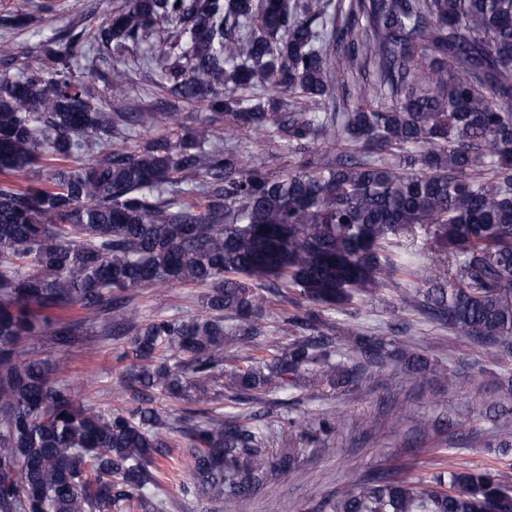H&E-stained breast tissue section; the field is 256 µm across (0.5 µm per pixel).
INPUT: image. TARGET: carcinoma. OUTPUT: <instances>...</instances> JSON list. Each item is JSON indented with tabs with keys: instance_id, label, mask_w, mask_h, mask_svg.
I'll return each mask as SVG.
<instances>
[{
	"instance_id": "1",
	"label": "carcinoma",
	"mask_w": 512,
	"mask_h": 512,
	"mask_svg": "<svg viewBox=\"0 0 512 512\" xmlns=\"http://www.w3.org/2000/svg\"><path fill=\"white\" fill-rule=\"evenodd\" d=\"M33 22L32 0H14L5 27ZM145 41L140 67L165 104L116 111L99 67L125 99L124 53ZM35 52L0 39V512H165L158 458L175 433L182 493L248 501L293 471V449L273 459L255 413L197 420L226 389L236 403L315 392L386 358L456 385L413 343L389 352L329 315L400 273L429 283L401 293L405 307L489 347L490 363L512 354V0H120L90 48L55 33ZM182 103L211 117L187 132ZM220 121L315 158L273 173ZM176 287L205 289L203 312L139 320V289ZM275 301L295 308L280 312L285 340L271 337ZM66 308L81 314L50 315ZM121 329L131 400L105 411L42 348ZM345 341L355 376L335 362ZM240 348L259 356L241 366ZM158 396L184 407L172 416ZM497 435L506 456L512 425ZM280 436L319 441L295 417ZM316 512H512V462L363 475Z\"/></svg>"
}]
</instances>
